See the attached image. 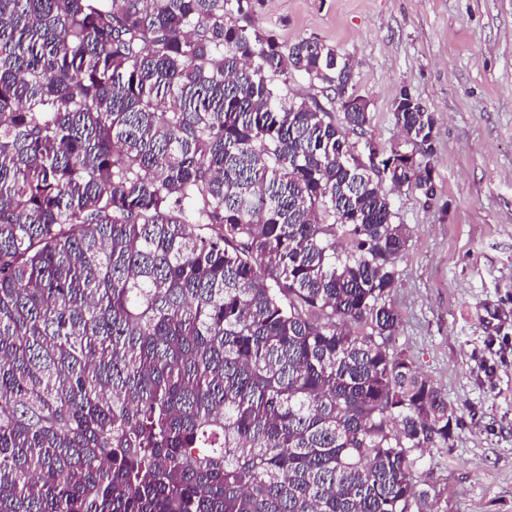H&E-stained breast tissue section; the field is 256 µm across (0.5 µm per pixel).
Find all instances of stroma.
Returning a JSON list of instances; mask_svg holds the SVG:
<instances>
[{
	"label": "stroma",
	"mask_w": 512,
	"mask_h": 512,
	"mask_svg": "<svg viewBox=\"0 0 512 512\" xmlns=\"http://www.w3.org/2000/svg\"><path fill=\"white\" fill-rule=\"evenodd\" d=\"M251 21L351 60L371 119L349 138L360 158L369 140L401 146V90L433 113L435 200L383 184L409 229L392 344L459 420L418 470L429 512H512V0H261Z\"/></svg>",
	"instance_id": "obj_1"
}]
</instances>
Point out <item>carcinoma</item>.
<instances>
[{"label":"carcinoma","instance_id":"cac0c4a2","mask_svg":"<svg viewBox=\"0 0 512 512\" xmlns=\"http://www.w3.org/2000/svg\"><path fill=\"white\" fill-rule=\"evenodd\" d=\"M258 0H0V512H415L458 419L351 66ZM323 107L288 102L295 73ZM394 104L432 154L435 120ZM283 94L288 99L297 102L301 101H317L327 112H332V117L338 122L341 118V112L337 104L331 103L327 94L329 91L323 89V85L319 82H310L306 76L296 73L292 78H288V84L282 85Z\"/></svg>","mask_w":512,"mask_h":512}]
</instances>
